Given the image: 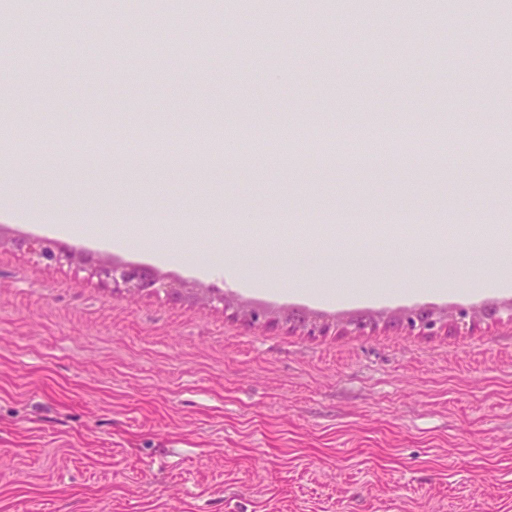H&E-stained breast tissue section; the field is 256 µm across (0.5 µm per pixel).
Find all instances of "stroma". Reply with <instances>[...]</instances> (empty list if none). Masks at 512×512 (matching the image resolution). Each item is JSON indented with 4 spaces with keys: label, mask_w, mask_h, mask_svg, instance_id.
Listing matches in <instances>:
<instances>
[{
    "label": "stroma",
    "mask_w": 512,
    "mask_h": 512,
    "mask_svg": "<svg viewBox=\"0 0 512 512\" xmlns=\"http://www.w3.org/2000/svg\"><path fill=\"white\" fill-rule=\"evenodd\" d=\"M285 0L288 22L257 26L288 38L224 54L206 36L238 16L197 0L195 18L165 53L90 52L65 63L47 38L43 58L13 61L0 86L14 121L0 122V165L13 166L30 206L68 208L93 195L100 211L190 207L177 224L113 226L62 238L95 263L138 264L187 295L128 296L80 267L38 261L17 239L48 237L43 221L12 217L0 200V512H512V325L485 318L435 335L391 326L401 312L505 308L512 287H489L512 212V169L491 130L512 116V32L499 0L473 7L427 0L398 13L315 14ZM454 17L458 38L438 52L430 32ZM409 25L411 36L393 38ZM480 38L472 42L469 31ZM499 67L437 81L455 55ZM92 99L99 134L122 146L177 143L129 165L103 152L83 162L13 150L18 127L42 141L84 130ZM360 138L389 150L364 161L224 156L198 162L212 129L236 141L225 113ZM483 114V124L468 116ZM459 132L462 161L441 151L436 125ZM246 223L219 224L227 212ZM168 244L171 259L154 256ZM452 255L444 267L395 260L403 247ZM358 250L368 266L325 269L314 253ZM291 255L269 267V251ZM241 258L238 283L201 273L205 256ZM451 293L431 290L440 275ZM224 303H208L210 291ZM261 306L254 328L236 309ZM298 313L329 323L291 329ZM370 322L365 332L346 323Z\"/></svg>",
    "instance_id": "stroma-1"
}]
</instances>
